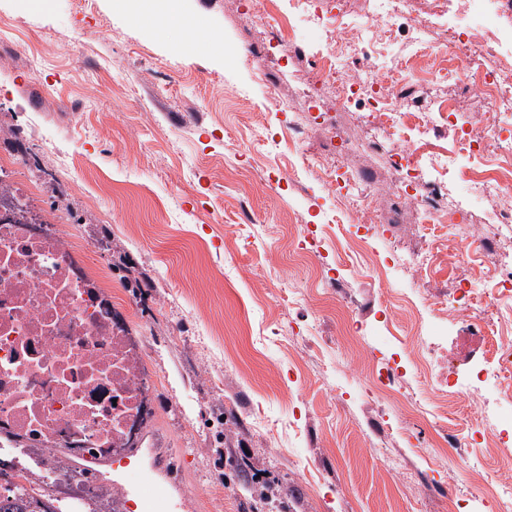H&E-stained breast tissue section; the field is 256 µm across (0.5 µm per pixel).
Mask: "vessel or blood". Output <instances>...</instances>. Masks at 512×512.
I'll use <instances>...</instances> for the list:
<instances>
[{"instance_id":"b4317fda","label":"vessel or blood","mask_w":512,"mask_h":512,"mask_svg":"<svg viewBox=\"0 0 512 512\" xmlns=\"http://www.w3.org/2000/svg\"><path fill=\"white\" fill-rule=\"evenodd\" d=\"M148 450H134L125 462L106 459L94 462L76 461L77 469L92 468L104 482L122 483L128 497L130 512H187L188 500L175 497L167 484L156 474V465L148 464Z\"/></svg>"}]
</instances>
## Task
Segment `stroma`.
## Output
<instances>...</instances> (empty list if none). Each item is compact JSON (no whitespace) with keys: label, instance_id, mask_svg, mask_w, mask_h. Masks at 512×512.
I'll return each mask as SVG.
<instances>
[{"label":"stroma","instance_id":"stroma-1","mask_svg":"<svg viewBox=\"0 0 512 512\" xmlns=\"http://www.w3.org/2000/svg\"><path fill=\"white\" fill-rule=\"evenodd\" d=\"M238 2L182 0L204 21L188 31L155 27L134 0H52L47 12L0 0V110L29 139L38 166L23 173L46 204L53 176L79 161L60 229L82 250L112 241L92 266L145 338L146 447L164 454L188 512H252L257 475L282 485L272 512H450L455 500L502 512L512 456L472 441L494 394L436 384L452 359L467 373L491 366L469 355L461 323L434 299L459 279L494 294L493 267L466 242L428 267L400 265L422 242L414 223L357 235L379 222L369 204L391 189L380 159L351 158L371 175L356 195L325 183L320 133L288 142L275 110L298 99L306 65L264 81L250 44L265 19ZM441 34L436 14L420 43L398 34L347 63L424 75L435 108L448 96ZM443 175L449 199L494 237L495 198H472L457 169ZM314 224L330 227L316 261L304 250ZM327 268L353 307L325 288ZM396 362V386L377 388Z\"/></svg>","mask_w":512,"mask_h":512}]
</instances>
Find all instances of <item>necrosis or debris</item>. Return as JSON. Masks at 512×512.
<instances>
[{
  "label": "necrosis or debris",
  "mask_w": 512,
  "mask_h": 512,
  "mask_svg": "<svg viewBox=\"0 0 512 512\" xmlns=\"http://www.w3.org/2000/svg\"><path fill=\"white\" fill-rule=\"evenodd\" d=\"M278 2L265 0L278 27L275 35L259 34L253 55L266 62L270 76L282 72V58L309 63L307 107L298 112L287 100L277 102L289 130L299 134L311 124L330 129L327 148L343 161L358 148L373 152L381 142L392 143L383 161L394 183L392 198L382 205L387 223H399L412 210L448 224L455 238L476 239L494 265L498 303L512 309V253L477 238L461 210L448 202L432 164L439 123L458 125L459 151L484 161L465 177L476 195L497 198L493 222L512 233V126L503 125L512 115V31L482 37L471 22L476 12L507 0H448L449 12L462 18L451 26L443 47L448 84L453 94L490 101L492 118L479 124L459 122L450 104L427 111L415 94L416 75L400 79L346 67V52L359 50L375 32L393 33L394 0H374L373 12L353 27L339 26L341 9L329 7L328 0H289L309 22L333 27L327 51L315 59L305 42L291 38L292 16L280 12ZM280 46L286 50L282 58L274 53ZM484 53L500 56L497 69L466 67L467 57ZM362 95L371 101L366 121L375 134L358 143L345 139L336 115ZM118 300L77 256L54 213L32 204L25 184L0 163V459L17 461V485L52 483L64 460L74 456L122 458L146 434L151 397L144 386V345L130 336ZM74 480L73 505L127 512L120 493L84 473Z\"/></svg>",
  "instance_id": "necrosis-or-debris-1"
}]
</instances>
